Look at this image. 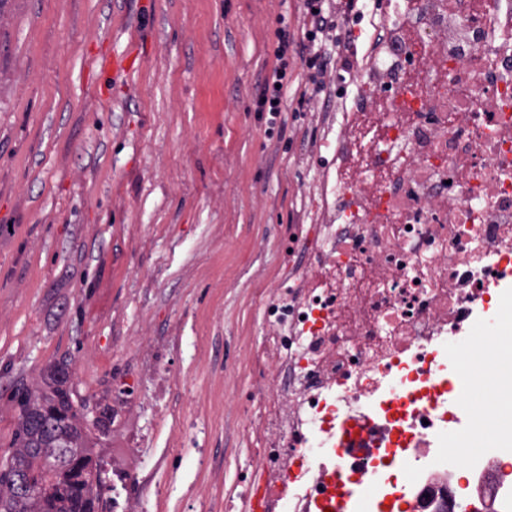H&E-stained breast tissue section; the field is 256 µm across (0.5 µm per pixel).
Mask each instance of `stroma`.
<instances>
[{
  "label": "stroma",
  "mask_w": 512,
  "mask_h": 512,
  "mask_svg": "<svg viewBox=\"0 0 512 512\" xmlns=\"http://www.w3.org/2000/svg\"><path fill=\"white\" fill-rule=\"evenodd\" d=\"M302 24V0H0V456L14 383L63 361L112 413L89 436L104 478L116 458L151 476L136 512H247L283 381L259 300L308 261L355 107L334 63L307 109L256 111ZM277 37L278 45L275 54L278 64L273 68L271 75L266 76L258 84L256 98V111L270 112L275 115L281 112V104L288 90V80H286L287 55L288 49L293 43V39H290L288 31L285 29L278 30ZM276 84H280V88H276ZM274 101H277V104H274Z\"/></svg>",
  "instance_id": "35a3bbf8"
}]
</instances>
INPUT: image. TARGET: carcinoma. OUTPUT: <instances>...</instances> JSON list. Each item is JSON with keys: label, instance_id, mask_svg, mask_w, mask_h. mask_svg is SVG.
Returning a JSON list of instances; mask_svg holds the SVG:
<instances>
[{"label": "carcinoma", "instance_id": "carcinoma-1", "mask_svg": "<svg viewBox=\"0 0 512 512\" xmlns=\"http://www.w3.org/2000/svg\"><path fill=\"white\" fill-rule=\"evenodd\" d=\"M9 400L18 410V423L9 444L13 451L0 461V512H95L94 488L76 487L73 482L75 470L91 456L81 435L82 414L74 407L67 379L52 367L38 393L19 380ZM71 437L76 438V447L59 458ZM16 464L37 470L47 485L44 495L27 500L20 511L15 499Z\"/></svg>", "mask_w": 512, "mask_h": 512}]
</instances>
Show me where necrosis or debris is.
Here are the masks:
<instances>
[{"label":"necrosis or debris","mask_w":512,"mask_h":512,"mask_svg":"<svg viewBox=\"0 0 512 512\" xmlns=\"http://www.w3.org/2000/svg\"><path fill=\"white\" fill-rule=\"evenodd\" d=\"M418 3L411 19L386 7L357 95L387 112L355 128V157L326 182L340 208L308 270L264 302L276 330L265 354L287 375L259 421L271 512H337L338 469L359 475L360 512L384 491L370 480L382 458H426L457 419L449 344L512 300L500 289L512 280V0L479 16L472 0ZM408 26L417 41L392 52ZM416 68L429 75L420 93L405 88ZM359 412L385 430L365 462L337 450ZM463 466L512 502V466L473 447L419 469L418 512H437Z\"/></svg>","instance_id":"4bbe7bcc"}]
</instances>
